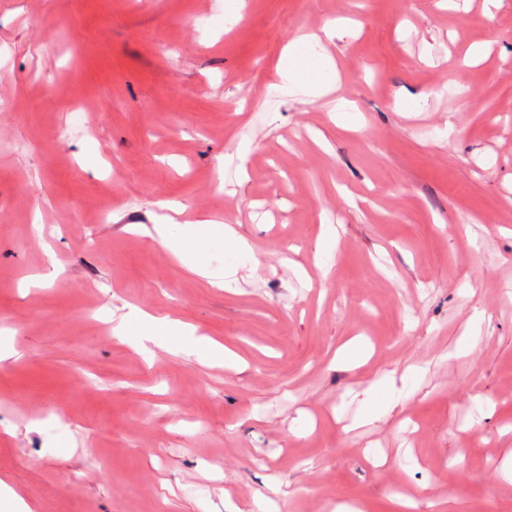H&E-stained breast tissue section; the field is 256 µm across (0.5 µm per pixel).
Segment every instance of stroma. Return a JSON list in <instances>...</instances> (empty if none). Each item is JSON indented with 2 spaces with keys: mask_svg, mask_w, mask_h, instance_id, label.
I'll use <instances>...</instances> for the list:
<instances>
[{
  "mask_svg": "<svg viewBox=\"0 0 512 512\" xmlns=\"http://www.w3.org/2000/svg\"><path fill=\"white\" fill-rule=\"evenodd\" d=\"M342 16L331 95L267 93ZM165 201L211 271L230 254L201 214L254 260L222 289L190 274ZM133 308L236 365L138 349ZM0 345L15 512H512V0H0ZM367 371L386 402L355 429ZM197 224L204 225V230L212 238L223 239L225 245L231 246L232 250V262L230 268H233L243 259H254L251 246L248 242L241 237L236 235L233 224L229 222H216L208 218H201L197 221ZM483 320L484 317L481 314H475L471 318L464 333L462 334V336H464V342L458 347L454 356H469L474 353Z\"/></svg>",
  "mask_w": 512,
  "mask_h": 512,
  "instance_id": "stroma-1",
  "label": "stroma"
}]
</instances>
